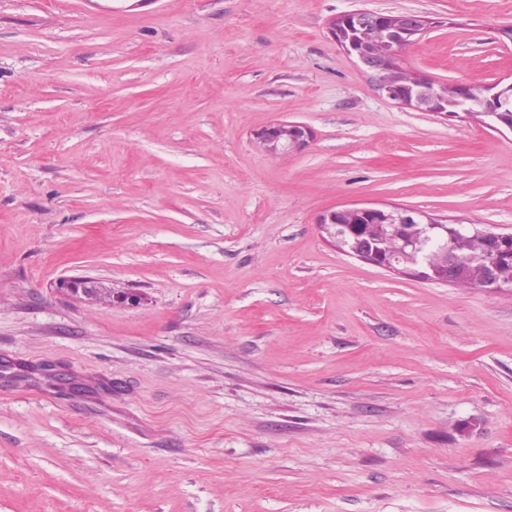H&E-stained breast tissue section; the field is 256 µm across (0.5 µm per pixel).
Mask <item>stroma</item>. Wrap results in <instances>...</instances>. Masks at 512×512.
I'll use <instances>...</instances> for the list:
<instances>
[{
  "label": "stroma",
  "mask_w": 512,
  "mask_h": 512,
  "mask_svg": "<svg viewBox=\"0 0 512 512\" xmlns=\"http://www.w3.org/2000/svg\"><path fill=\"white\" fill-rule=\"evenodd\" d=\"M356 9L424 17L437 82H512V0H0V512H512V289L318 227L512 233V131L380 96ZM280 121L308 146L263 152ZM353 12L345 13L339 18H335L331 23V34L336 43L342 50L349 56L355 57L359 62L364 63L365 55L364 50L356 49L351 39H345L342 26L346 27V18L350 17ZM256 138L265 153L276 156L304 148L312 132L303 124L282 121L266 127ZM349 214L369 215L380 224H388L394 230L399 229L401 226V229L398 236L395 234L390 235V228L383 227L380 224H368L365 219L353 217ZM355 222L359 223L354 224V226L362 233L363 237L378 244L386 253L396 254L384 258L375 248H364L358 245L351 246L346 253L388 271L414 274L415 277L419 279L443 284H451L453 282L457 273L453 268L447 267L443 271L436 273L427 264L421 262L415 264L409 263L405 259L406 253L421 250L423 242L420 240H402L401 245V237L423 238V224H426L428 228L444 227V224L434 221L425 212L406 207L383 208L353 205L324 213L318 220V226L320 230L327 235L334 246L338 245L340 247L346 242L341 226ZM383 231L389 233V236H385ZM399 247L400 251L398 252ZM405 263H409L414 267L409 268Z\"/></svg>",
  "instance_id": "obj_1"
}]
</instances>
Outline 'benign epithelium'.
<instances>
[{"instance_id":"1","label":"benign epithelium","mask_w":512,"mask_h":512,"mask_svg":"<svg viewBox=\"0 0 512 512\" xmlns=\"http://www.w3.org/2000/svg\"><path fill=\"white\" fill-rule=\"evenodd\" d=\"M350 14L345 13L331 23V34L342 50L355 57L359 62H364V50L355 48L351 40L345 38L342 26L346 25V18ZM412 19L408 31H403L401 20ZM426 20L417 15L399 14L392 17V21L386 36L385 55L387 59V75L382 77L378 73H371L376 91L383 97L420 112H432L441 115H448V108H460L469 97L478 92L493 100L499 95L508 92L512 93V83L499 86L487 85L474 87L469 84H438L426 77L422 78V85L417 87L406 97L397 93L399 81L397 74L405 69L402 63V54L406 47L414 44L424 33ZM312 138L311 130L300 123L282 121L272 124L259 133L257 140L265 153L269 155H280L290 151L300 150L307 146ZM359 214L369 215L381 224H387L397 230L403 224H425L430 228H440L442 224L434 221L426 213L404 207H372V206H348L338 211L331 210L318 220L320 230L327 235L334 245L345 244L344 232L341 225L336 223V214ZM455 235H480L485 237L491 244L493 251L501 256V259L490 264V269L481 284V288L497 293L512 288V233H497L493 231H481L465 224H455L450 228ZM423 242L420 240H404L400 251L386 258L382 257L373 248H364L353 245L349 248L348 254L357 257L376 267L397 273H409L419 279L432 282L450 284L453 282L456 271L452 268H445L437 273L428 265L418 262L414 267L406 266L405 254L417 252L422 249ZM58 287L72 296H84L91 289V279L87 277H65L58 282Z\"/></svg>"}]
</instances>
